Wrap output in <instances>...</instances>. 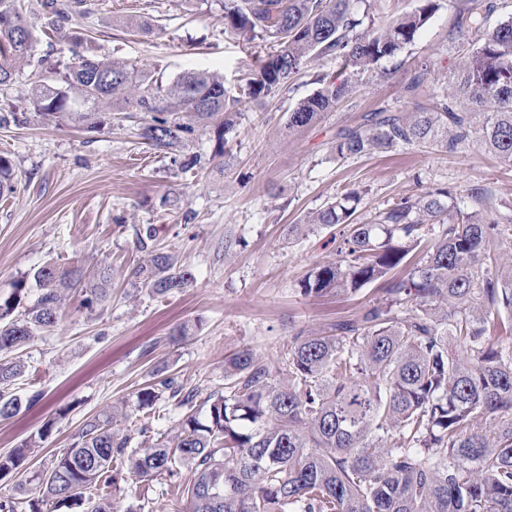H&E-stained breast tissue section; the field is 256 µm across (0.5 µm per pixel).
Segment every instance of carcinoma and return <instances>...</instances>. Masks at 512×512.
Instances as JSON below:
<instances>
[{
	"label": "carcinoma",
	"mask_w": 512,
	"mask_h": 512,
	"mask_svg": "<svg viewBox=\"0 0 512 512\" xmlns=\"http://www.w3.org/2000/svg\"><path fill=\"white\" fill-rule=\"evenodd\" d=\"M419 2L412 13L368 29L353 0H224V33L255 50L254 73L238 94L206 71L165 83L147 68L74 49L71 62L51 67L56 82L30 87L29 103L44 124L88 128L102 124L105 108L141 112L138 137L162 154L183 151L196 128L211 126L212 155L205 162L195 155L181 169L222 173L231 167L225 145L241 99L280 97L302 61L330 58L339 70L314 75L317 90L290 113L288 128L309 125L354 94L346 71L368 70L414 41L438 9L436 0ZM40 7L0 0L1 88L13 85L25 59L19 38L34 37L36 28L81 42L69 26L71 0H42ZM494 9L492 0H479L462 11L461 26L472 36L463 82L419 112L380 108L340 130L336 156L399 146L454 152L471 143L512 167V20L487 27ZM126 26L144 36L156 30L141 16ZM14 179L11 161L0 156V192L14 190ZM449 198L444 189L402 197L375 222L358 224L360 195L349 190L289 225L297 238L342 228L339 259L313 268L301 281L304 294L356 293L380 281L385 299L337 323L333 335L296 332L276 367L249 349L232 355L224 393L199 409L173 377L138 388L112 416L85 421L50 466L16 484L26 512L79 508L91 498V512H119L117 480L109 475L116 464L139 481L187 471L177 484L186 512H512V345L488 332L489 323L512 314V224L490 218L486 188L471 189L470 212L452 210ZM411 259L406 276H390ZM131 275L158 297L193 281L162 249ZM33 279L39 295L21 314L15 311L26 281L0 296V420L40 397L10 392L26 366L9 354L56 325L67 289H85L90 305L105 300L111 272L43 266ZM165 395L189 407L174 435L155 439L143 421L136 442L113 428L115 418L145 415ZM54 425L0 456V477L26 473L31 449Z\"/></svg>",
	"instance_id": "carcinoma-1"
}]
</instances>
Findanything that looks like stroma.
Masks as SVG:
<instances>
[{
	"label": "stroma",
	"instance_id": "35a3bbf8",
	"mask_svg": "<svg viewBox=\"0 0 512 512\" xmlns=\"http://www.w3.org/2000/svg\"><path fill=\"white\" fill-rule=\"evenodd\" d=\"M77 19L84 54L118 59L170 80L187 70L220 74L237 89L253 67L250 51L224 32V0H91ZM464 0H439V8L413 43L373 71L360 74L357 91L321 120L290 131L288 116L312 94L315 71H336L334 61L302 64L282 99L258 106L241 103L228 147L235 157L225 178L184 171L150 150L138 137L139 112H117L96 130L66 123L0 128V155L16 175L14 191L0 194V295L35 269L78 265L112 269L104 302L88 305L68 290L60 322L18 350L27 371L13 390L40 401L0 420V455L36 436L54 421L27 468L50 465L78 438L84 422L150 380L153 371L175 375L195 393V407L224 389V361L252 349L278 365L298 330L332 334L337 323L357 318L383 299L379 283L355 294L312 297L299 283L314 267L336 261L334 232L323 229L289 241L287 227L349 189L361 199L354 219L373 222L394 200L435 188L450 190L452 205L472 207L470 190H492L493 215L512 217V167L497 164L478 147L451 154L439 147H404L337 160L339 129L362 123L381 107L413 112L438 87L461 81L459 35ZM147 16L155 34L127 32L123 18ZM69 40L36 32L28 65L16 72L0 108L30 111L27 91L46 68L72 58ZM429 71H421V63ZM423 74L422 92L405 86ZM156 235L140 246L137 229ZM173 254L194 277L183 292L159 298L135 287L132 269L147 250ZM189 334L176 338L180 327ZM133 512H183L168 480L123 483L117 492Z\"/></svg>",
	"mask_w": 512,
	"mask_h": 512
}]
</instances>
